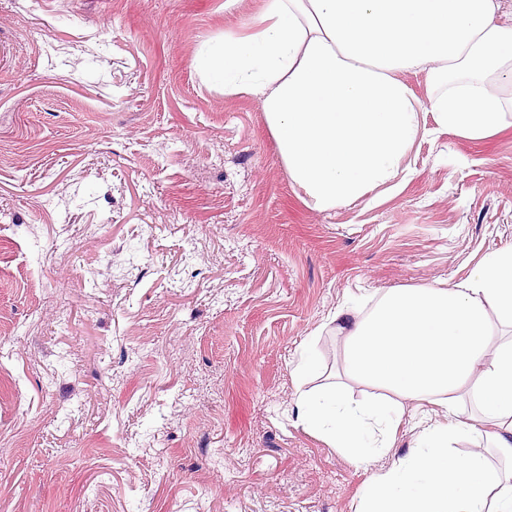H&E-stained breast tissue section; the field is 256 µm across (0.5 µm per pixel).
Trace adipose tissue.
Here are the masks:
<instances>
[{
  "label": "adipose tissue",
  "mask_w": 512,
  "mask_h": 512,
  "mask_svg": "<svg viewBox=\"0 0 512 512\" xmlns=\"http://www.w3.org/2000/svg\"><path fill=\"white\" fill-rule=\"evenodd\" d=\"M498 0H265L248 35L206 38L202 82L257 100L303 201L345 207L391 184L423 133L485 139L512 115V24ZM424 74L422 105L402 75ZM342 377L297 392L306 430L360 468L406 417L416 445L362 486L354 512H512V248L458 284L359 296L328 318ZM373 388L354 400L349 382ZM471 443L464 454L454 442Z\"/></svg>",
  "instance_id": "1"
}]
</instances>
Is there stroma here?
Returning a JSON list of instances; mask_svg holds the SVG:
<instances>
[{
    "label": "stroma",
    "instance_id": "obj_1",
    "mask_svg": "<svg viewBox=\"0 0 512 512\" xmlns=\"http://www.w3.org/2000/svg\"><path fill=\"white\" fill-rule=\"evenodd\" d=\"M224 3L0 0V512H353L368 472L291 411L329 314L512 246V125L425 113L398 189L307 206L195 70L265 0ZM317 336H307L298 350V359L293 370L296 378H307L317 371L315 344Z\"/></svg>",
    "mask_w": 512,
    "mask_h": 512
}]
</instances>
